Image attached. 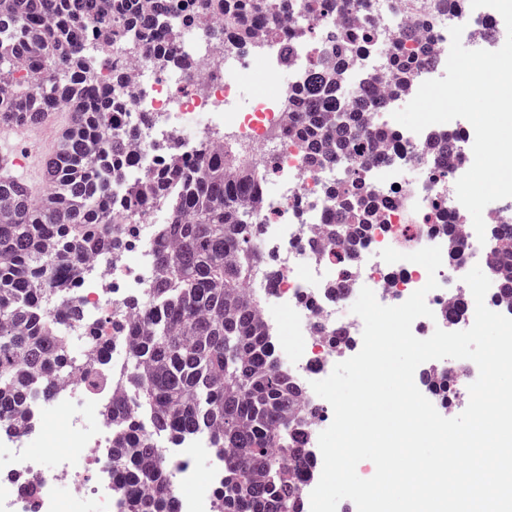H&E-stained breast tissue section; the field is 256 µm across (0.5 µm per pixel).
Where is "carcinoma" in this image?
<instances>
[{
	"instance_id": "obj_1",
	"label": "carcinoma",
	"mask_w": 512,
	"mask_h": 512,
	"mask_svg": "<svg viewBox=\"0 0 512 512\" xmlns=\"http://www.w3.org/2000/svg\"><path fill=\"white\" fill-rule=\"evenodd\" d=\"M0 0V125L38 124L55 112L69 114L58 147L46 158L42 187L20 173L0 172V430L24 428L18 409L24 389L49 393L67 370L63 319L51 303L72 291L83 274L88 249L117 259L133 246L137 218L111 213L112 198L93 195L95 177L107 170L123 183L128 132L115 124V98L123 74L112 72V97L93 90L99 49L148 44L164 30L176 40L196 19L215 17L241 46L252 43L263 18L277 36L272 0H187L178 12L171 0ZM97 23L96 48L78 41L87 21ZM379 43L388 68L404 81L429 56L422 33L405 30L389 42L361 23L336 31L333 64L316 65L288 121L310 165L346 160L328 234L341 245L348 229L364 223L352 198L362 192L364 165L356 156L366 137L363 114L386 104L367 89L346 104L332 91L360 46ZM27 65L29 83L16 76ZM186 183L174 196L170 181ZM129 204L162 206L170 222L155 243L159 273L147 301L125 308L138 317L126 325L112 318V338L127 341L128 371L114 382L106 416L112 425V482L129 512H175L174 494L152 435L140 429L134 408L152 414L155 430L172 437L206 429L214 447L232 449L224 461L225 489L219 512H304L301 486L310 468L305 447L308 412L299 389L271 354L259 323L258 302L242 285L259 270L257 208L250 164L223 146L202 154L193 171L166 168L127 185ZM500 293L512 299V248L488 266ZM136 395L131 407L124 388Z\"/></svg>"
}]
</instances>
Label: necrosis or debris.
<instances>
[{"label":"necrosis or debris","instance_id":"1","mask_svg":"<svg viewBox=\"0 0 512 512\" xmlns=\"http://www.w3.org/2000/svg\"><path fill=\"white\" fill-rule=\"evenodd\" d=\"M280 10L286 21L278 31V41L290 48V64H283L279 52H266L265 38H257L253 50L240 48L228 38L205 42L196 24L184 29L174 44L177 53L194 59L195 73L149 57L142 46L121 55L112 49L104 51L97 81L108 89L113 68L131 72L130 95L123 110L131 121L143 112L154 118L149 129L131 137L130 180H139L173 162L188 163L197 153L212 149V141L183 139V132L189 129L231 130L238 145L246 149L263 201L253 214L254 230L262 253L277 271L273 278L258 272L248 280L247 288L263 299L260 320L271 336L277 364L299 387L304 401L319 411L306 434L312 476L304 482L303 491L308 494L321 475L318 436L333 420L327 401L314 393L311 384L329 376L337 360L356 353L355 346H337L330 330L361 336L364 324L351 306L362 287L372 289L379 303L394 306L424 287L428 278L421 265L386 263L380 251L391 247L411 253L427 246L441 247L443 264L436 274L439 286L426 296L434 316L418 318L412 324L413 334L425 339L435 328H447L444 313L459 299L464 300L465 308L457 323L466 328L472 325L475 302L463 277L470 264L490 263L502 243L479 242L469 212L456 197L455 184L473 162V133L456 119L416 134L400 127L390 109L380 108L369 112L367 120L387 131L390 138L369 166L362 194L364 205L370 208L368 220L355 235L350 276L339 282L333 256L321 251L323 227L336 210L332 191L339 168L331 164L309 166L294 129L288 125V101L300 92L312 69V57L327 53L328 43L307 40L297 23L295 5L284 4ZM458 25L475 50L495 51L506 40V26L498 11L472 8L471 0H449L431 23L430 60L418 66L408 84L393 86L394 101L411 100L421 83L444 77L450 29ZM287 66L295 73L288 81L282 78ZM387 75L381 48L365 45L346 67L339 92L352 98L364 84L376 83ZM251 80L270 85L272 91L255 97L251 108L243 111L236 104L237 96ZM437 135L451 138L455 155L445 176L432 171L427 151L430 139ZM410 167L425 170L426 179H404L402 173ZM168 221L167 214L146 211L138 222L139 246L115 261L99 254L86 260L73 290L81 317L71 322L67 331L76 364L69 368L67 378L55 382L50 412L41 411L39 400L28 399L24 429L0 433V459L11 463L0 474V512H86L91 502L97 512H121V499L112 489V429L101 396L90 393L80 379L85 354L82 336L87 324L111 318L126 300L147 297L157 270L153 244L162 224ZM420 369L438 373L423 394L440 414H447L454 399L468 397L474 374L462 363L431 360ZM52 413L68 418L63 436L67 451L62 455L33 454L31 442L44 436ZM91 419L97 424L93 431L87 428ZM154 439L178 489V512H216L217 498L224 490V454L216 452V464L206 470L196 465L199 455L211 446L209 435L199 432L174 438L158 433ZM61 489L66 490V499L58 498Z\"/></svg>","mask_w":512,"mask_h":512}]
</instances>
